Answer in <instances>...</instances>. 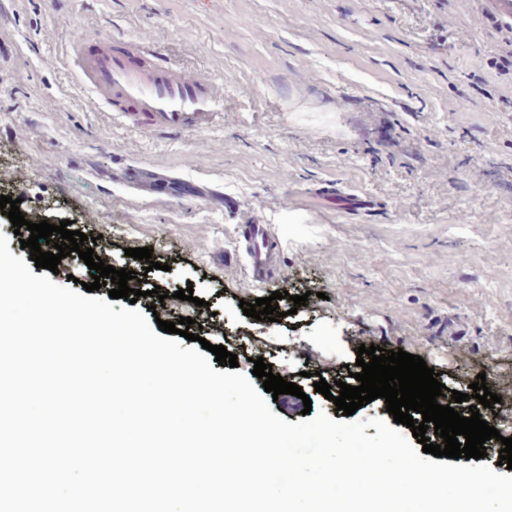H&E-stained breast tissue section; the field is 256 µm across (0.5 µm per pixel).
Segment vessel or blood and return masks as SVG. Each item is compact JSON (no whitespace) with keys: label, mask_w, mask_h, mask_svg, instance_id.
I'll list each match as a JSON object with an SVG mask.
<instances>
[{"label":"vessel or blood","mask_w":512,"mask_h":512,"mask_svg":"<svg viewBox=\"0 0 512 512\" xmlns=\"http://www.w3.org/2000/svg\"><path fill=\"white\" fill-rule=\"evenodd\" d=\"M163 28L145 37L103 38L76 34L71 56L89 103L108 107L147 135L200 133L212 128L221 114L216 105L222 89L195 68L171 62L159 50ZM130 184L142 195L165 198L171 191L163 176L147 177L128 170ZM228 264H245L251 281L272 284L284 264V249L266 224L241 225L234 249L225 250Z\"/></svg>","instance_id":"vessel-or-blood-1"}]
</instances>
